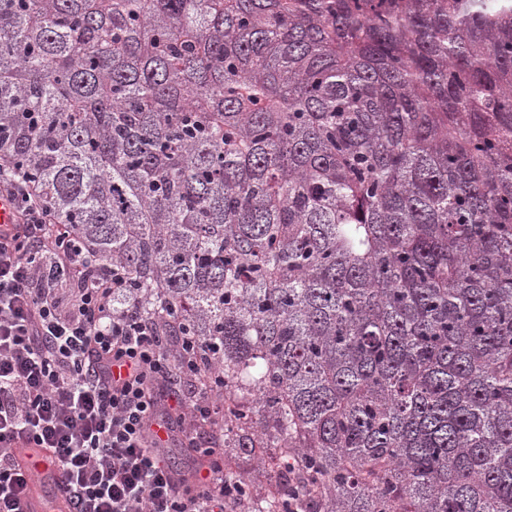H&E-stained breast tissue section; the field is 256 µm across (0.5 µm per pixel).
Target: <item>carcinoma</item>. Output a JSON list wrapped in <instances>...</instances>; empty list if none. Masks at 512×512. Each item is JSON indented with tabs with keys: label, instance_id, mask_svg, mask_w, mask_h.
Returning <instances> with one entry per match:
<instances>
[{
	"label": "carcinoma",
	"instance_id": "obj_1",
	"mask_svg": "<svg viewBox=\"0 0 512 512\" xmlns=\"http://www.w3.org/2000/svg\"><path fill=\"white\" fill-rule=\"evenodd\" d=\"M0 157L204 343L250 512H512V0H0Z\"/></svg>",
	"mask_w": 512,
	"mask_h": 512
}]
</instances>
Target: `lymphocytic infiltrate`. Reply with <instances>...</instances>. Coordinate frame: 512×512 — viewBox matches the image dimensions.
Segmentation results:
<instances>
[{"label":"lymphocytic infiltrate","instance_id":"f902f5d3","mask_svg":"<svg viewBox=\"0 0 512 512\" xmlns=\"http://www.w3.org/2000/svg\"><path fill=\"white\" fill-rule=\"evenodd\" d=\"M0 195L19 220L0 225V512H20L33 480L20 448L50 453L70 512H239L241 482L198 449L191 474L167 465L155 427L196 447L216 393L199 344L162 335L136 309L115 311L122 276L57 223L20 170L0 160ZM125 376L112 375L113 366Z\"/></svg>","mask_w":512,"mask_h":512}]
</instances>
